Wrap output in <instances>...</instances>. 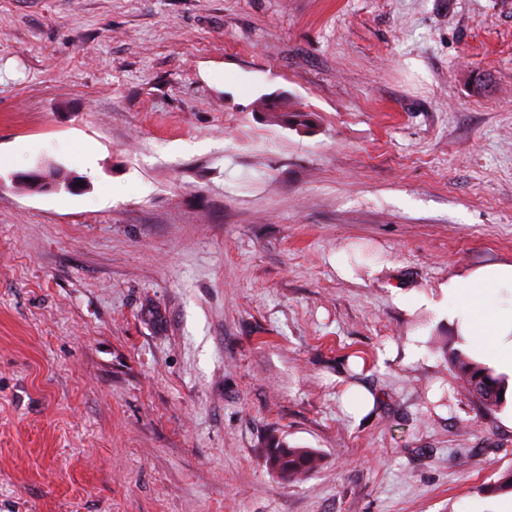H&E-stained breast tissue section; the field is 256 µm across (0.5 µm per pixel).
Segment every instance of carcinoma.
Here are the masks:
<instances>
[{
  "mask_svg": "<svg viewBox=\"0 0 512 512\" xmlns=\"http://www.w3.org/2000/svg\"><path fill=\"white\" fill-rule=\"evenodd\" d=\"M259 111L266 115L269 122L284 125L299 132H307L314 126L313 115L297 108L286 97H262L257 101ZM440 349L447 354L448 361L465 392L490 411L505 404L507 377L498 375L490 367L475 361L459 348L446 342ZM264 462L274 461L286 484L298 483L313 472L321 463L322 456L313 448L292 447L284 442L263 449ZM490 491L497 493L512 492V469L497 472Z\"/></svg>",
  "mask_w": 512,
  "mask_h": 512,
  "instance_id": "obj_1",
  "label": "carcinoma"
}]
</instances>
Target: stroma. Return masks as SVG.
Here are the masks:
<instances>
[{"mask_svg":"<svg viewBox=\"0 0 512 512\" xmlns=\"http://www.w3.org/2000/svg\"><path fill=\"white\" fill-rule=\"evenodd\" d=\"M503 261L512 0H0V512H496L512 407L395 294ZM257 106L273 124L288 126L299 132H308L314 126L313 115L297 108L286 97H261L257 101ZM14 178L16 181L24 183L30 189L40 192L56 190L60 187L61 183H63L66 188H70L74 185L73 180L71 179H51L46 177L41 171L37 170L17 173ZM263 459L267 470L268 462L273 460L283 476L280 480L292 485L315 472L320 466L322 456L313 448H297L278 441L268 448H263Z\"/></svg>","mask_w":512,"mask_h":512,"instance_id":"1","label":"stroma"}]
</instances>
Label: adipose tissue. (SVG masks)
<instances>
[{
	"label": "adipose tissue",
	"instance_id": "ef3b65f1",
	"mask_svg": "<svg viewBox=\"0 0 512 512\" xmlns=\"http://www.w3.org/2000/svg\"><path fill=\"white\" fill-rule=\"evenodd\" d=\"M439 288L457 334L474 337L489 367L512 377V262L463 270Z\"/></svg>",
	"mask_w": 512,
	"mask_h": 512
}]
</instances>
